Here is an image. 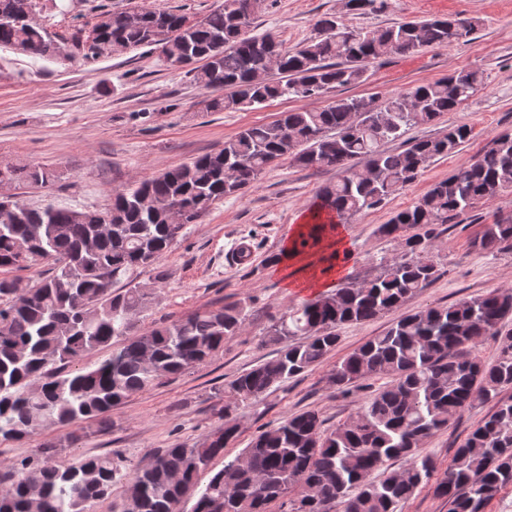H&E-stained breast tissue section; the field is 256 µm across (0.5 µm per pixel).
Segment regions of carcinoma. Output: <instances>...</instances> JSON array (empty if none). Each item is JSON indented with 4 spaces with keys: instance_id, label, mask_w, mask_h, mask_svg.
Listing matches in <instances>:
<instances>
[{
    "instance_id": "obj_1",
    "label": "carcinoma",
    "mask_w": 512,
    "mask_h": 512,
    "mask_svg": "<svg viewBox=\"0 0 512 512\" xmlns=\"http://www.w3.org/2000/svg\"><path fill=\"white\" fill-rule=\"evenodd\" d=\"M0 0V48L46 57L60 51L37 18ZM266 0H224L206 17L140 6L107 12L111 23L80 30L73 47L87 60L99 48L142 46L162 51L166 62L187 69L193 81L217 92L206 111L258 109L276 98L338 95L319 110L284 112L252 125L223 148L115 190L101 209L75 210L18 199L15 219L0 217V272L37 262L48 275L19 289L0 276V440L20 441L36 429L79 421L108 422L129 398L204 363L241 333L246 305L229 303L155 325L131 335L149 308L145 288L112 291L126 272L153 263L182 235L179 212L199 221L226 197L242 195L281 160L305 168L336 170L319 188L316 207L329 229L385 201L411 184L436 158L456 153L469 140L465 125L429 139L386 144L415 126L431 124L482 87L483 77L460 69L390 95L342 96L366 80L376 59L418 54L429 47L468 42L471 18L432 17L377 29H353L340 17L317 21V36L286 49L270 34L250 35ZM47 167L0 164V182L46 186ZM512 194V133L434 184L412 206L397 212L377 233L400 246L364 282L346 280L335 291L291 307L261 343L277 346L274 358L215 388L224 400V423L199 445L160 448L146 466H135L121 512H268L281 501L288 512H400L402 502L434 483L448 512H486L512 486V288H497L448 305L400 316L382 333L346 354L328 371L330 387L343 393L371 377L386 380L358 410L329 430L315 410L288 415L262 430L251 445L224 463L201 490L200 473L224 455L237 433L235 413L278 386L324 363L336 350L339 330L399 309L440 276L434 261L438 228L482 200ZM475 248L512 246V215L481 225ZM499 343L487 362L475 354L480 339ZM97 365L71 369L96 350ZM498 399L456 448L448 466L421 453L426 441L448 429L477 403ZM46 444L11 462L0 487V512H94L108 498L117 472L110 455L72 464L52 460ZM404 461L400 469L392 462ZM378 472V479L369 476Z\"/></svg>"
}]
</instances>
